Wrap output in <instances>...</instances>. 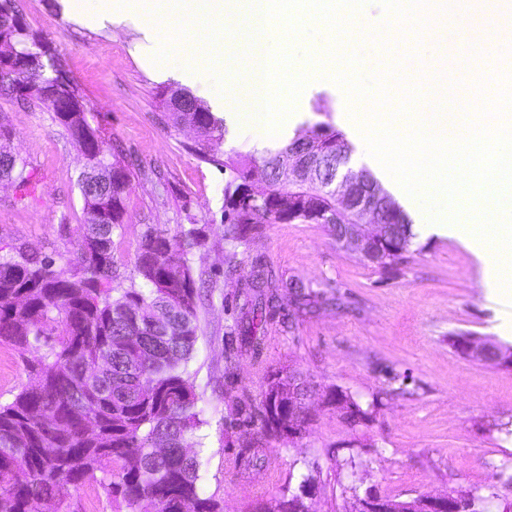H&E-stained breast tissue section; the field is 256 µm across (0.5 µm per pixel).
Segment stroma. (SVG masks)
<instances>
[{"label":"stroma","instance_id":"1","mask_svg":"<svg viewBox=\"0 0 512 512\" xmlns=\"http://www.w3.org/2000/svg\"><path fill=\"white\" fill-rule=\"evenodd\" d=\"M33 31L44 36L64 60L85 103L84 119L100 129L107 148L133 164L125 224L115 233V255L122 276H130L138 244L147 226L177 232L179 225L204 226L207 242L193 265L205 282L200 306L197 351L190 363L202 399L205 423L201 489L224 512H247L258 499L275 500L309 476L316 490L315 512H338L342 491H373L406 499L421 493L465 490L486 499L488 512L512 507V369L460 355L449 338L466 333L484 342L512 348V300L488 301L482 268L463 244L435 236H417L397 267L381 269L337 245L323 224L264 225L241 244L226 243L222 233L224 175L201 161L196 134L164 118L166 92L185 89L209 100L208 82L161 80L151 73L159 45H139L143 23L130 13L107 30L79 25L69 16L71 0H12ZM239 35L251 46L240 89L224 91L223 111L258 106V82L272 53L287 49L289 36L280 22H267L262 8L243 0ZM431 25L401 26L402 41L383 34L345 29L334 38L316 17L308 26L316 37L309 51H328L333 41L343 50L376 40L385 48V64H399L401 81L390 84L393 105L414 86V43L432 46L423 68L430 74L420 86L428 112L455 110L448 134L469 126L481 102L471 84L467 62L448 68L440 55L456 54L454 32L481 23L489 37L501 29L486 13L446 14L432 4ZM295 111L297 133L328 123L349 145V170L381 171L368 154L360 132L350 130L341 89L332 81L309 84ZM0 124L11 131L0 146L24 158L33 172L27 191L0 188V242H18L52 256L68 268L83 238L84 213L77 178L83 167L78 147L46 108L21 106L0 96ZM264 262L283 287L256 334L259 353L227 356L224 338L242 316L243 295L257 262ZM305 286L314 300L311 313L298 312L288 283ZM25 353L0 344V402L11 401L36 377ZM233 379H225V364ZM294 370L307 378L315 394L340 388L364 408L371 422L350 427L334 407L314 402L303 438L270 440L264 461L239 468L236 455L246 436L231 427L229 407L241 393L259 396L269 374ZM46 512H113L112 498L95 482L72 489L63 503Z\"/></svg>","mask_w":512,"mask_h":512}]
</instances>
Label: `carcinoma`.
<instances>
[{
	"instance_id": "carcinoma-1",
	"label": "carcinoma",
	"mask_w": 512,
	"mask_h": 512,
	"mask_svg": "<svg viewBox=\"0 0 512 512\" xmlns=\"http://www.w3.org/2000/svg\"><path fill=\"white\" fill-rule=\"evenodd\" d=\"M0 9V35H8L26 55L37 58L5 80L0 94L22 103L20 84L49 87L62 67L59 57H41L25 34L23 17L10 6ZM177 125L197 127L198 154L227 174L224 185V240L245 242L264 224L285 219L289 190L278 186L282 151L257 158L222 157L224 119L200 99L164 101ZM325 145L324 179L336 176V142L343 135L330 125L321 130ZM131 172L120 166L119 181L79 174L86 233L65 272L55 261L23 243L0 247V342L20 351L47 347L39 360L37 382L12 401L0 403V512H43L46 502L63 500L87 480L112 496L115 512H223L217 501L201 496L200 445L204 424L200 397L189 371L198 340L200 292L193 267L195 251L206 241L193 224L175 235L159 225L147 227L137 249L127 288L117 283L119 265L113 235L123 226ZM18 188L32 182L26 161L11 153L0 157V178ZM261 183L272 196L253 202L249 183ZM112 188V213L96 223L99 191ZM381 268L398 264L414 238L412 224H383ZM276 287L272 271L258 270L246 293L245 321L238 335L225 338L227 359L234 346L256 343L263 299ZM267 380L260 397L244 393L230 408L240 424H260L241 445L236 465L255 467L264 441L288 424V408Z\"/></svg>"
}]
</instances>
